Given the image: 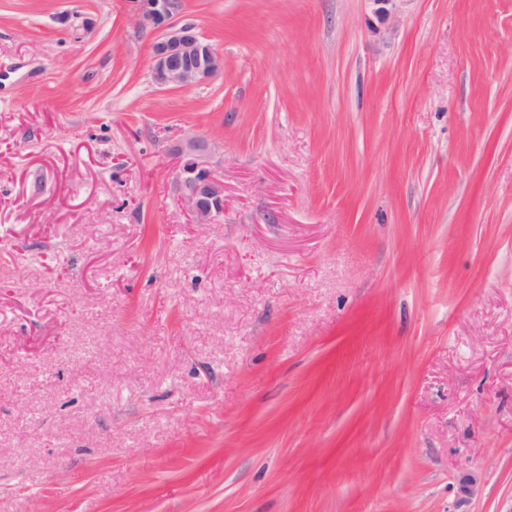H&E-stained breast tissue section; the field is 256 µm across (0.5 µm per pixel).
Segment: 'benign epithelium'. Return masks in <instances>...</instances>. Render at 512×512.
Returning a JSON list of instances; mask_svg holds the SVG:
<instances>
[{
    "label": "benign epithelium",
    "instance_id": "7a95c632",
    "mask_svg": "<svg viewBox=\"0 0 512 512\" xmlns=\"http://www.w3.org/2000/svg\"><path fill=\"white\" fill-rule=\"evenodd\" d=\"M134 25L152 35L151 78L160 87L190 88L224 72L223 54L197 28L179 20L180 0H130ZM180 159L179 204L197 224H210L224 212V180L203 157L207 144L188 139L177 149Z\"/></svg>",
    "mask_w": 512,
    "mask_h": 512
}]
</instances>
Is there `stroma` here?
I'll list each match as a JSON object with an SVG mask.
<instances>
[{
	"mask_svg": "<svg viewBox=\"0 0 512 512\" xmlns=\"http://www.w3.org/2000/svg\"><path fill=\"white\" fill-rule=\"evenodd\" d=\"M182 4L0 0V512H506L512 0ZM134 25L152 35L151 78L160 87L190 88L224 72L223 54L193 24L179 20V0H130ZM176 152L180 159L179 204L195 223L210 224L224 212V180L215 176L203 160L207 152L205 141L188 139Z\"/></svg>",
	"mask_w": 512,
	"mask_h": 512,
	"instance_id": "1",
	"label": "stroma"
}]
</instances>
